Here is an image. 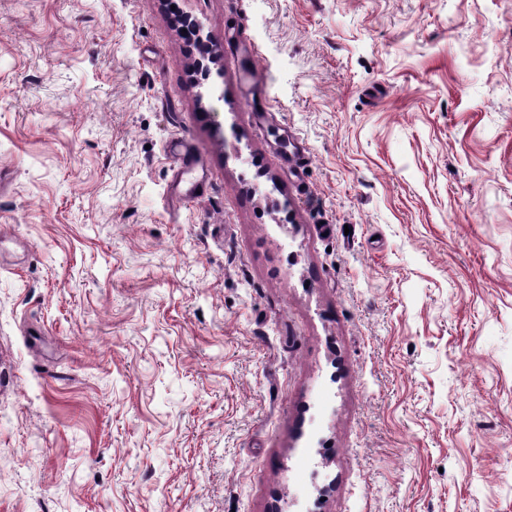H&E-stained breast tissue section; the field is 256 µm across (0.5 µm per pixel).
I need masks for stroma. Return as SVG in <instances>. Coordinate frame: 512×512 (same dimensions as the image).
I'll return each instance as SVG.
<instances>
[{
    "mask_svg": "<svg viewBox=\"0 0 512 512\" xmlns=\"http://www.w3.org/2000/svg\"><path fill=\"white\" fill-rule=\"evenodd\" d=\"M178 7L0 0V512H512V0Z\"/></svg>",
    "mask_w": 512,
    "mask_h": 512,
    "instance_id": "obj_1",
    "label": "stroma"
}]
</instances>
